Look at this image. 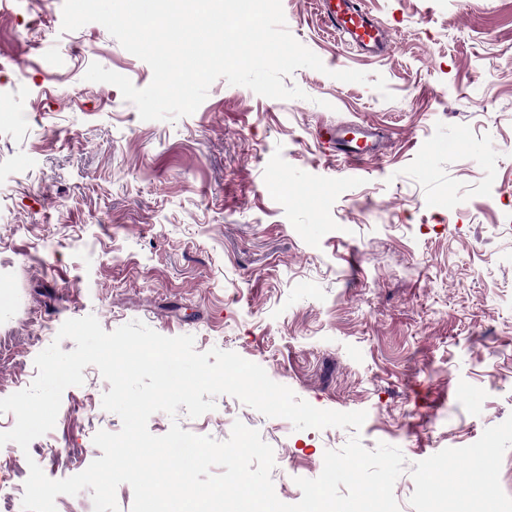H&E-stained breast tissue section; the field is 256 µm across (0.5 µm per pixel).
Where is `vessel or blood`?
I'll list each match as a JSON object with an SVG mask.
<instances>
[{
	"label": "vessel or blood",
	"mask_w": 512,
	"mask_h": 512,
	"mask_svg": "<svg viewBox=\"0 0 512 512\" xmlns=\"http://www.w3.org/2000/svg\"><path fill=\"white\" fill-rule=\"evenodd\" d=\"M328 24L347 36L361 48L375 56L383 55L389 48L386 31L362 6V0H321ZM328 143L334 144L338 154L348 162L357 163L377 156L376 145L358 142L348 137L345 129L328 128L322 133Z\"/></svg>",
	"instance_id": "b4317fda"
}]
</instances>
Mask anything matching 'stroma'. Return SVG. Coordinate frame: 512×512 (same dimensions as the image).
Masks as SVG:
<instances>
[{
	"instance_id": "35a3bbf8",
	"label": "stroma",
	"mask_w": 512,
	"mask_h": 512,
	"mask_svg": "<svg viewBox=\"0 0 512 512\" xmlns=\"http://www.w3.org/2000/svg\"><path fill=\"white\" fill-rule=\"evenodd\" d=\"M392 34L382 58L282 0L325 72L300 68L272 99L217 79L175 121L141 120L91 63L143 88L150 66L107 29L62 31L63 0H0V398L69 319L139 320L233 351L312 406L363 411L361 430H296L221 395L214 410L154 413L227 440L235 422L274 450L284 503L359 436L400 448L399 512L447 486L453 512H512V0H363ZM367 73L364 84L333 79ZM384 77L385 100L372 83ZM369 123L380 154L350 168L319 135ZM67 388L55 427L0 447V512H22L29 462L61 480L118 432L96 367ZM487 449L479 481L461 465Z\"/></svg>"
}]
</instances>
